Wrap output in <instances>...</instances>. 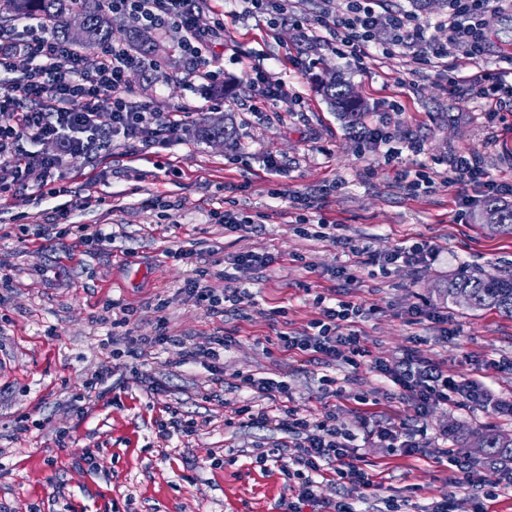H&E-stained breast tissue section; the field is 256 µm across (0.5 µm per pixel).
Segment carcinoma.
Masks as SVG:
<instances>
[{"instance_id":"carcinoma-1","label":"carcinoma","mask_w":512,"mask_h":512,"mask_svg":"<svg viewBox=\"0 0 512 512\" xmlns=\"http://www.w3.org/2000/svg\"><path fill=\"white\" fill-rule=\"evenodd\" d=\"M22 16H37L51 25L52 31L63 38L71 39L66 17L80 16L85 19L89 30L87 40L79 43L83 48H91L112 40V18L102 8L100 0H0V19ZM350 84L340 76L333 75L324 86L326 98L337 111L351 120L361 111L359 102L349 96ZM233 130L219 120L196 131V136L211 140L229 139ZM479 214L484 218L483 227L491 233L512 234V207L500 205L498 200L488 198L483 202ZM469 296L472 311L494 309L512 317V280L492 275L461 273L448 280L442 290V299L454 302L455 295ZM472 446L478 452L502 463L512 461V435L494 430H477L471 435Z\"/></svg>"}]
</instances>
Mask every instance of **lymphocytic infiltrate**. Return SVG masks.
Listing matches in <instances>:
<instances>
[{"label": "lymphocytic infiltrate", "mask_w": 512, "mask_h": 512, "mask_svg": "<svg viewBox=\"0 0 512 512\" xmlns=\"http://www.w3.org/2000/svg\"><path fill=\"white\" fill-rule=\"evenodd\" d=\"M113 13L126 16L131 25L140 28L164 29L176 33L177 49L190 61L198 62L212 41L214 32L223 31V21H216L214 31L197 26L199 0H107ZM505 0H448L446 39L440 40L429 26L417 22L406 11L385 9L383 0H350L349 14L339 20L326 16L317 18L313 26L329 31L348 50L353 59L371 54L377 32L390 34L398 45L417 48L419 63L442 68L448 75L450 89H476L489 107H496L512 97V76L498 68H485L470 75L461 74L462 64L477 63L485 55L482 16L491 4ZM37 60V68L23 73L9 87L0 88V200L16 197L32 168H39L43 178L40 198L64 195L56 171L61 154L37 155L20 149L22 140H54L63 152H89L115 135L155 147L166 143L178 125L177 119L160 123L159 113L147 105L134 102L127 83L130 70L150 66L160 70L159 62L131 54L124 31H114L109 43L87 53L59 40L48 27L26 26L22 30L0 35V71L13 67L15 59ZM81 109H74L75 101ZM449 184L468 182L484 187L487 195L497 198L512 196V182L494 179L481 166L475 152L456 156L448 171ZM438 251L437 244L421 240L398 245L392 251L374 256L367 247L351 250L352 261L338 267L336 276L351 283L364 265L379 267L388 274L401 267L420 268L427 265ZM315 305L319 316L300 335L283 334L278 341L282 348L308 357L323 366L341 363L359 366L368 352L363 345V332L358 326L367 310L364 304L351 300L328 301L317 295ZM132 317L130 308L119 305L112 320L117 332L112 336V361L103 364L88 384L96 398H104L113 388L118 374V359L133 356L134 337L122 334ZM157 340L182 348L183 363L205 362L214 365L213 387L208 399H219L224 385V371L218 363L233 343L232 337L217 336L208 348L186 344L184 338L169 334L165 319H158ZM369 358V357H368ZM372 360V359H371ZM372 370L393 389L395 396L406 403L415 416L425 415L437 406H493L504 417L512 418V400H491L482 377L464 378L450 374L443 364L425 358L415 347L406 348L395 361L372 360ZM237 389L249 391V398L240 400L233 416L240 423L272 425L285 433L276 450H256L259 465L274 464L286 478V488L293 500L289 512H302L303 506L322 505L324 512H359L355 503L340 497L319 502L315 489L327 478L344 485L351 482L372 487L370 474L361 468L354 455V435L332 419L311 420L302 415L292 402L294 397L287 381L238 375ZM283 399L280 407H266L269 399ZM372 435L383 442L394 456L414 457L424 454V446L404 422L386 420L373 426ZM437 459L446 460L450 469L448 480L473 488L470 512H489V505L498 496L499 485L512 486V469H503L501 482L485 485L468 462L459 460L452 449L429 450Z\"/></svg>", "instance_id": "obj_1"}]
</instances>
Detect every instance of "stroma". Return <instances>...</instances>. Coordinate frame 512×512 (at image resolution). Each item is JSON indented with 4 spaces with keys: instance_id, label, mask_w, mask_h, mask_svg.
Masks as SVG:
<instances>
[{
    "instance_id": "obj_1",
    "label": "stroma",
    "mask_w": 512,
    "mask_h": 512,
    "mask_svg": "<svg viewBox=\"0 0 512 512\" xmlns=\"http://www.w3.org/2000/svg\"><path fill=\"white\" fill-rule=\"evenodd\" d=\"M288 7L305 28L289 22L268 28L246 16L243 0H204L199 26H209L214 13L224 15V80L232 92L222 106H215L206 80L189 73L171 37L161 36V73L136 68L127 80L140 104L188 111L170 144L152 150L115 136L95 152L64 156L58 174L67 195L34 200L21 194L0 203V275L11 278L0 306V503L12 512H287L289 493L277 468L263 470L250 459L254 448H272L281 431L224 423L242 397L232 387L238 372L287 380L302 414L319 420L335 411L356 433L359 464L375 487L339 488L324 480L319 500L363 498L368 512H379L389 495L428 507L449 490L445 463L388 456L362 429V420L409 413L369 365L325 369L283 352L276 336L301 333L317 318L315 294L348 291L374 308L362 323L371 357L398 359L416 341L425 357L466 378L482 361H512V318L439 298L459 273L512 269V235L489 234L475 220L482 190L451 187L442 177L450 158L473 150L495 179L512 180V104L489 113L485 100L468 90L451 92L446 75L417 63L408 48L343 57L310 23L324 14L344 16L347 0H290ZM483 27L484 62L502 66L512 58V9L487 11ZM255 64L268 86L288 88L276 111L241 108ZM334 71L344 73L367 104L364 121L390 132V144L358 139L325 100L321 85ZM219 117L232 121L233 143L194 136L195 127ZM412 141L421 143V154L408 151ZM391 147L401 150L406 170L437 169L430 192L413 195L385 175L365 176L366 168L384 166ZM244 150L243 164L238 154ZM271 153L278 169L267 166ZM156 195L168 208L144 207ZM305 201L320 207L338 235L373 254L418 239L442 251L419 270L403 267L385 276L366 267L360 283L346 288L336 276L344 250L302 236L293 222ZM227 207L264 212L261 231L210 223L211 210ZM60 209L70 223L111 233V245L91 250L72 236H40L41 224ZM177 247L192 251L191 263L167 258V249ZM261 250L273 257L268 267L235 265L238 255ZM199 269L215 292L245 290L243 315L210 314L185 293ZM160 300L165 306L157 314L152 306ZM115 301L135 309L129 325L135 336L155 335L161 316L170 333L191 344H207L217 334L235 337L224 353V402L201 400L210 369L182 363L180 348L167 344L145 349L135 359L139 375L78 415L74 398L86 395L87 381L110 359V327L101 318ZM423 303L447 314L456 337L444 339L429 320L410 321V310ZM325 374L336 378L345 398H324ZM157 382L158 393L152 390ZM359 392L369 405L353 401ZM167 402L195 413L200 430L160 439L156 422ZM27 413L43 421L42 430L19 431ZM484 427L512 434V421L478 407L440 406L414 423L424 446L453 449L492 482L501 464L471 452L466 441ZM229 448L235 463H205L207 450L221 455Z\"/></svg>"
}]
</instances>
